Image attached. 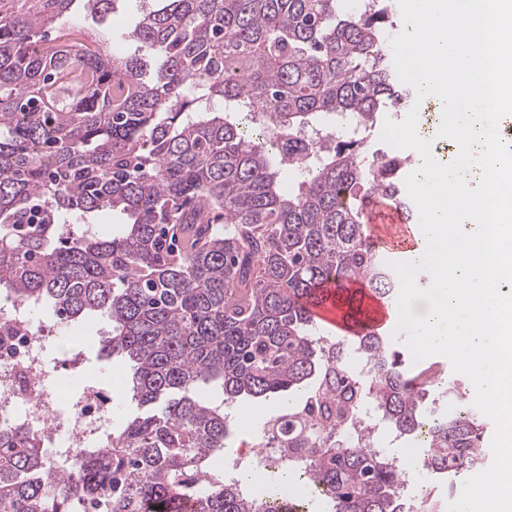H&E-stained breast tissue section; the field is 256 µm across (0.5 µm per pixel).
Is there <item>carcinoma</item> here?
I'll return each instance as SVG.
<instances>
[{
	"instance_id": "1",
	"label": "carcinoma",
	"mask_w": 512,
	"mask_h": 512,
	"mask_svg": "<svg viewBox=\"0 0 512 512\" xmlns=\"http://www.w3.org/2000/svg\"><path fill=\"white\" fill-rule=\"evenodd\" d=\"M116 0H0V289L70 324L101 316L108 357L133 362L142 412L47 463L24 423L0 427V512H301L274 485L244 492L212 466L224 405L319 387L325 361L307 304L333 297L367 315L349 285L395 297L399 281L369 244L363 203L385 195L413 218L407 159L365 148L410 89L383 47L391 4L365 0H154L124 57L73 23ZM302 178L284 192L279 171ZM110 208L122 234L65 244L66 218ZM370 361L360 376L349 347ZM218 382L224 404L200 395ZM442 381L405 367L367 332L336 352L327 420L344 425L368 390L386 422L424 435L429 473L448 487L477 470L485 422L442 414ZM310 449L303 484L333 512H400L406 474L368 443Z\"/></svg>"
}]
</instances>
